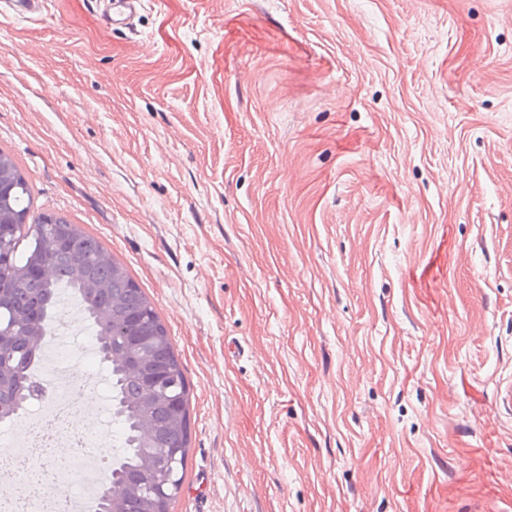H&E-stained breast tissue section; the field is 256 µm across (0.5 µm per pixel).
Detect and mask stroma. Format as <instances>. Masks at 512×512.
<instances>
[{
	"mask_svg": "<svg viewBox=\"0 0 512 512\" xmlns=\"http://www.w3.org/2000/svg\"><path fill=\"white\" fill-rule=\"evenodd\" d=\"M0 17V150L190 389L171 512H512V0ZM105 0L104 3L112 5L110 12H103V20L112 29H131L133 20L143 6L142 0Z\"/></svg>",
	"mask_w": 512,
	"mask_h": 512,
	"instance_id": "1",
	"label": "stroma"
}]
</instances>
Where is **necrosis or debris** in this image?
Wrapping results in <instances>:
<instances>
[{
    "mask_svg": "<svg viewBox=\"0 0 512 512\" xmlns=\"http://www.w3.org/2000/svg\"><path fill=\"white\" fill-rule=\"evenodd\" d=\"M88 333V327L62 317L52 325L59 342L48 347L36 372L39 390L13 436L0 439V512H94L98 476L112 457L104 450L107 432L91 434L79 423L91 403L90 392L99 387L87 369L93 347L85 345L74 357L67 346L74 335ZM57 448L71 451L60 468L71 473L74 484L62 492L38 482L32 467Z\"/></svg>",
    "mask_w": 512,
    "mask_h": 512,
    "instance_id": "obj_1",
    "label": "necrosis or debris"
}]
</instances>
